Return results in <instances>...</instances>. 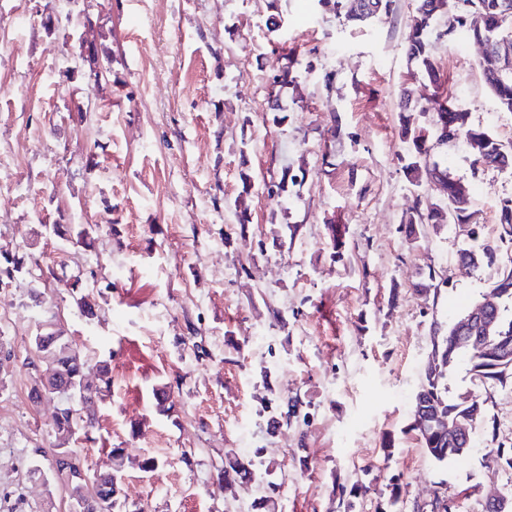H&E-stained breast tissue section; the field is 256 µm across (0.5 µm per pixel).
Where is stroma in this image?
<instances>
[{
    "label": "stroma",
    "mask_w": 512,
    "mask_h": 512,
    "mask_svg": "<svg viewBox=\"0 0 512 512\" xmlns=\"http://www.w3.org/2000/svg\"><path fill=\"white\" fill-rule=\"evenodd\" d=\"M281 8L278 53L267 0H0V251L38 241L44 271L42 306L28 300L27 280L0 288V512H44L49 495L54 512L69 510L60 486L28 477L56 445L58 397L35 407L27 396L43 317L90 359L111 362L95 439L75 448L91 472L119 449L132 512H254L267 490L213 491L230 452L280 484L276 512H335L340 487L358 480L371 490L354 512H377L396 477L401 512L440 485L452 512H481L482 492L512 484V471L484 459L493 441L512 442V379L495 389L472 450L448 464L410 429L431 319L451 324L494 276L457 265L453 225L414 243L400 231L418 192L399 164L400 90L433 91L404 50L414 0L359 29L315 0ZM87 15L96 28H82ZM83 40L107 47L101 75L76 66ZM457 44L431 47L448 93L512 141V112L486 87L478 46L460 54ZM287 55L295 81L276 126L268 83ZM433 156L470 184L478 236L494 239L512 170L474 172L460 139ZM285 166L307 171L287 207L255 194L251 224L230 223L223 201L238 193L241 168L258 180ZM42 221L97 224L103 241L62 247L38 238ZM283 224L297 235L271 246ZM334 227L347 239L339 255ZM430 265L450 278L433 309L414 290ZM60 271L86 274L94 320L55 280ZM293 395L305 419L269 431L266 402ZM147 457L158 463L145 471Z\"/></svg>",
    "instance_id": "obj_1"
}]
</instances>
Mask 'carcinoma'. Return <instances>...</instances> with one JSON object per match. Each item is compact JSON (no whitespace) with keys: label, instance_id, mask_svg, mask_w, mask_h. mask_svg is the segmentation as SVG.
<instances>
[{"label":"carcinoma","instance_id":"carcinoma-1","mask_svg":"<svg viewBox=\"0 0 512 512\" xmlns=\"http://www.w3.org/2000/svg\"><path fill=\"white\" fill-rule=\"evenodd\" d=\"M281 0H269L272 14L268 18L267 28L270 32H278L285 19L279 8ZM334 6L337 17L343 19L352 27H360L380 15H389L394 10L395 0H360L362 10L354 9L355 0H328ZM512 0H462V20L458 21L453 29L466 32L472 41L483 40L491 48H496L504 43L512 48V11L507 13L502 9L503 3ZM448 13V0H417L415 13L410 20L405 33L404 42L408 60L419 67L435 84L436 90L433 97L425 101H413L408 90L401 91L400 111V135L410 143L408 154L400 158L401 168L414 186L424 185L431 187L430 179H444L452 184L456 193L457 206L455 211L456 222L465 223L471 216V189L470 186L448 174V171L439 167L435 162L430 166L424 164V154L429 146L436 141L437 134L449 127L455 132V137L465 141L471 137L481 138L486 149L496 151L503 142L490 130L480 125L469 122L468 114L458 109L452 96L441 91V85L445 83L444 75L440 72L431 56V44L433 38L441 35L440 26L442 19ZM471 13H481L485 16V27L479 30L469 27L465 21ZM108 56L106 52H99L94 45L80 46L79 59L81 63L88 64L90 70L100 66L101 58ZM495 52L480 57L479 67L485 84L496 98L501 109L512 112V71L500 72L494 66ZM292 83V71L285 69L282 74L273 78L274 103L270 108L269 120L275 125L282 124L287 115L280 105L279 93L286 85ZM241 187L238 194L224 202V210L230 212L235 223L245 226L250 223V198L251 186L254 184L252 175L246 171L240 173ZM302 185L297 176L286 178L281 174L278 184L267 190V199L280 205L289 199V188ZM438 195L417 196L416 206L406 212L404 217V233L406 238H411L422 233L428 224L448 223V206L439 205ZM500 225L498 242L491 245L482 242L478 246L464 248V253L458 254V258L470 260L474 268L485 264L492 265L498 260L502 252L512 251V198H506L500 202ZM55 230L53 237L61 243L73 248H87L95 243L99 235V227L89 224H53ZM40 265L32 253L22 255L7 253L0 255V282L11 283L16 278L27 275L31 281L40 279L37 271ZM77 307L88 319L96 317V313L81 295L82 280L75 279L70 284ZM482 298L493 299L499 309V317L489 331L493 342L483 349L471 353H461L454 347V326H448L439 338V349L442 357V365L439 374L433 378L424 376L419 387L426 389L427 395L434 405L441 408L448 421H464L468 418V407L462 405L459 395L450 393L448 379L452 371L460 364L465 363L467 374L472 386L484 390L485 396L479 398L481 405H487L491 390L497 385H505L507 379L512 377V358L506 362L496 360L497 342L508 338L512 342V317L504 315L503 303L512 301V256L501 263L497 278L491 282L489 289ZM52 320L45 319L39 322L31 340L36 350L41 353L40 369L49 375L60 374L62 376H74L80 372L86 374L90 390L94 391V397L100 403L106 400L110 392L111 372L110 362L103 360L94 365L82 357L79 348H74V356L67 358L62 355L61 343L55 341L51 330ZM66 427L55 431L56 439L66 443L76 435H83L87 441L93 440L92 430L95 428L96 417L85 416L78 408H64ZM412 430L416 431L423 447L428 455L439 464H446L456 457L449 451L452 444L448 442V436L440 434L436 428L418 424V419H413ZM363 485L355 483L351 488L341 487L339 493V505L344 512H353L354 498L358 497Z\"/></svg>","mask_w":512,"mask_h":512}]
</instances>
